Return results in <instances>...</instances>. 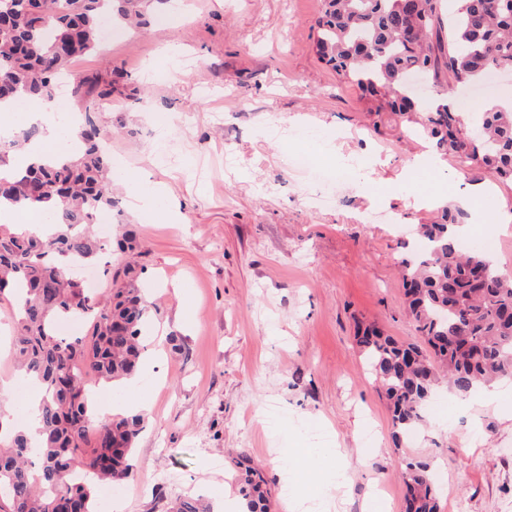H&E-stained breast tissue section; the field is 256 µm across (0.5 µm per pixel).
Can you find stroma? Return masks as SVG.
Wrapping results in <instances>:
<instances>
[{"instance_id":"stroma-1","label":"stroma","mask_w":512,"mask_h":512,"mask_svg":"<svg viewBox=\"0 0 512 512\" xmlns=\"http://www.w3.org/2000/svg\"><path fill=\"white\" fill-rule=\"evenodd\" d=\"M320 0H190L159 23L112 26L103 52L70 68L64 105L112 95L92 114L115 179L112 267L131 264L148 310L145 366L113 398L115 414L147 403L133 473L118 508L163 512L155 498L238 495L247 453L270 491L330 496V512H405L407 461L428 464L440 512H512V380L493 404L438 387L413 434L395 443L387 401L358 348L373 326L425 341L406 312L400 262L420 224L465 208V248L512 274V182L460 170L426 137L341 83L314 53ZM185 59L170 69L166 52ZM293 128L309 139L289 138ZM338 168L366 160L324 210L302 197L295 159ZM165 187L176 218L135 215L127 178ZM372 211L388 224H369ZM181 350H172L171 338ZM288 455L282 484L273 460Z\"/></svg>"}]
</instances>
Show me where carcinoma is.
<instances>
[{
	"label": "carcinoma",
	"instance_id": "1",
	"mask_svg": "<svg viewBox=\"0 0 512 512\" xmlns=\"http://www.w3.org/2000/svg\"><path fill=\"white\" fill-rule=\"evenodd\" d=\"M167 0H0L8 17L0 28V80L15 96L49 97L72 59L100 47L103 19L140 21L151 2ZM443 22V0H321L315 55L349 85L387 109L419 124L436 147L467 167L478 164L512 181V107L493 106L475 127L454 102L437 97L423 106L408 88L414 73L445 91L452 81L479 80L490 66L512 71V0H456ZM35 128L0 142V163L30 140ZM72 158L37 164L0 180V198L42 206L55 232L46 238L0 225V285L16 314L13 355L26 381L42 397L29 418L37 439L3 429L0 420V512H98L90 480L120 482L132 474L131 454L142 418L97 417L86 381L135 375L144 352L148 312L141 290L128 282L105 295L89 293L64 261L91 258L112 244L89 225L112 208L111 163L100 130L86 118ZM466 213L444 210L441 220L419 225L424 249L403 261L406 310L432 350L424 354L375 328L356 343L389 403L393 436H408L439 380L468 394L481 384L512 375V276L484 254L460 249L458 228ZM89 323L84 336H63L60 318ZM240 497L250 512H265L258 473L237 461ZM406 512H439L438 492L427 466L408 462ZM169 512H210L201 498L173 502Z\"/></svg>",
	"mask_w": 512,
	"mask_h": 512
}]
</instances>
